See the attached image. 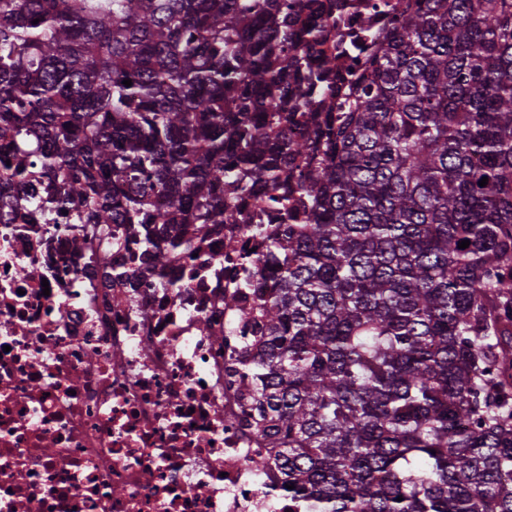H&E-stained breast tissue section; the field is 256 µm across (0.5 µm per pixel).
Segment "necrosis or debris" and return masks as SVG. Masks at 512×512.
<instances>
[{"instance_id": "1", "label": "necrosis or debris", "mask_w": 512, "mask_h": 512, "mask_svg": "<svg viewBox=\"0 0 512 512\" xmlns=\"http://www.w3.org/2000/svg\"><path fill=\"white\" fill-rule=\"evenodd\" d=\"M261 228L173 259L174 292L108 279L130 252L75 244L65 216L0 223V512H288L279 457L241 424L252 276L221 260L264 257Z\"/></svg>"}]
</instances>
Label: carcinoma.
Returning a JSON list of instances; mask_svg holds the SVG:
<instances>
[{
	"instance_id": "carcinoma-1",
	"label": "carcinoma",
	"mask_w": 512,
	"mask_h": 512,
	"mask_svg": "<svg viewBox=\"0 0 512 512\" xmlns=\"http://www.w3.org/2000/svg\"><path fill=\"white\" fill-rule=\"evenodd\" d=\"M349 7L0 0V220L66 210L176 288L275 214L237 372L288 500L512 512V0H388L351 83L314 19Z\"/></svg>"
}]
</instances>
